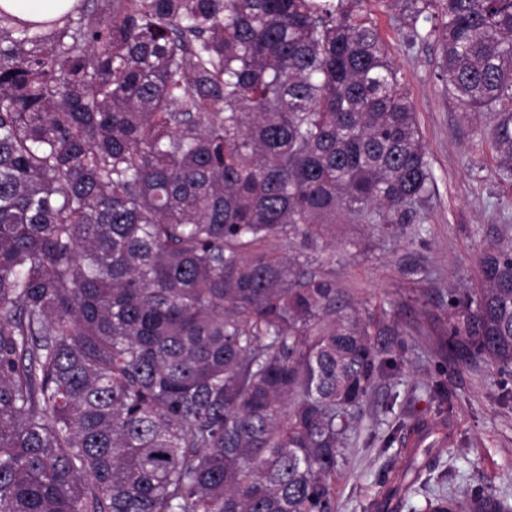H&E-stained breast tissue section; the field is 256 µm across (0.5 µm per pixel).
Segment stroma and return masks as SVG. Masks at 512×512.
Returning <instances> with one entry per match:
<instances>
[{
	"instance_id": "35a3bbf8",
	"label": "stroma",
	"mask_w": 512,
	"mask_h": 512,
	"mask_svg": "<svg viewBox=\"0 0 512 512\" xmlns=\"http://www.w3.org/2000/svg\"><path fill=\"white\" fill-rule=\"evenodd\" d=\"M414 102L435 180L422 232L380 236L366 224H340L319 267L345 301L382 307L409 333L400 375L383 380L364 405L360 436L336 479L339 512H365L384 489L383 472L422 475L432 489L481 486L512 497V376L491 361L456 362L436 331L448 295L476 287L486 244L512 242V183L499 179L480 132L486 113L463 114L434 77L437 49L412 39L406 13L386 0H364ZM396 432L388 450L370 442Z\"/></svg>"
}]
</instances>
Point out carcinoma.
<instances>
[{
    "label": "carcinoma",
    "mask_w": 512,
    "mask_h": 512,
    "mask_svg": "<svg viewBox=\"0 0 512 512\" xmlns=\"http://www.w3.org/2000/svg\"><path fill=\"white\" fill-rule=\"evenodd\" d=\"M361 0L0 9V512H337L405 332L313 268L423 224L414 103ZM512 178V0H410ZM445 345L512 373V246ZM422 512H512L491 488Z\"/></svg>",
    "instance_id": "carcinoma-1"
}]
</instances>
